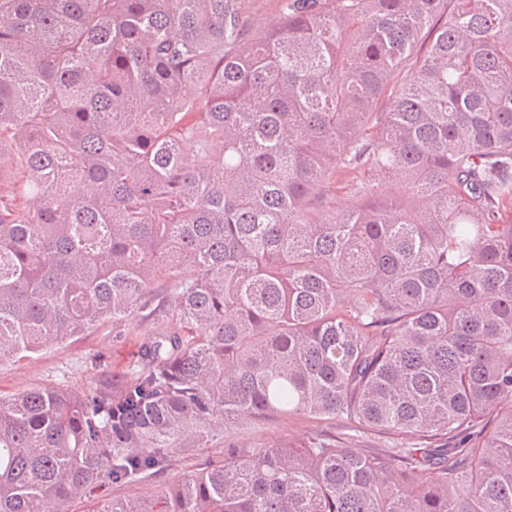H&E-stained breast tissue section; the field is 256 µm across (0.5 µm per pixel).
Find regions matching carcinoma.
<instances>
[{
	"mask_svg": "<svg viewBox=\"0 0 512 512\" xmlns=\"http://www.w3.org/2000/svg\"><path fill=\"white\" fill-rule=\"evenodd\" d=\"M241 2L0 0V364L152 326L0 397V512L218 435L101 512H512V0ZM349 171L398 193L312 197ZM293 416L347 433L251 446ZM277 0H244L242 7L255 25L272 20L277 15ZM141 336H114L107 322L75 341L51 345L31 359L0 366V395L9 396L30 388L66 385L90 391L105 379L122 373L132 364ZM103 353L107 366L97 367L91 358ZM199 458H187V459H177L173 462L169 471L164 474L163 480H168L169 478L184 474L193 471L196 468V464L199 459L206 458L208 456H220L224 454V436L219 435L215 437L206 448H202L199 452Z\"/></svg>",
	"mask_w": 512,
	"mask_h": 512,
	"instance_id": "obj_1",
	"label": "carcinoma"
}]
</instances>
